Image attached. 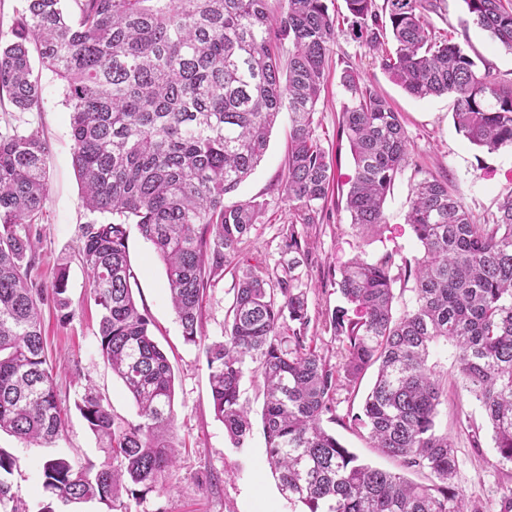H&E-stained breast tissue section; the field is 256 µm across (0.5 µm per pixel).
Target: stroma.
<instances>
[{
	"label": "stroma",
	"mask_w": 512,
	"mask_h": 512,
	"mask_svg": "<svg viewBox=\"0 0 512 512\" xmlns=\"http://www.w3.org/2000/svg\"><path fill=\"white\" fill-rule=\"evenodd\" d=\"M462 0H441L429 21L437 36L468 41L471 55L481 57L502 80L512 79V52L499 48L489 35L467 23ZM355 69L404 118L410 160L399 174L384 206L386 222L371 236L359 234L345 209L354 162L347 141L338 139V121L344 90L340 76ZM42 109L38 112L0 111V130L14 125L40 129L49 144V192L39 224L40 238L34 275L50 286L60 265L68 267L71 300L69 319H61L52 304L42 309L45 351L53 368L57 399L65 415V429L55 446L28 447L15 437L0 433V450L17 460L7 482L10 501L0 512H39L53 501L40 477L44 460L64 454L85 464H101L99 441L76 408L86 388H94L109 403L116 427L138 425L137 408L98 350L99 308L90 291L87 273L75 256L77 228L86 220L81 186L72 164L73 141L70 115L64 105L63 84L52 72L43 71ZM453 102L448 96L417 99L392 82L369 53L351 35L344 18L336 20V40L330 48L326 87L314 115L316 137L332 160L328 197L313 223L302 224L283 191L290 121L280 117L272 130L268 151L253 174L238 190L225 197L231 206L245 200L262 205V212L241 246L251 263L268 270L270 278L283 277L288 267L283 237L296 227L308 255L293 269L297 284L308 297L311 318L306 344L316 346L329 364L342 362L340 344L326 320L342 299L335 276L355 255L378 259L390 254L396 264L419 257L417 239L405 222L411 188L424 173L448 181L480 220H492L499 202L512 194V151L490 152L477 148L459 132L452 120ZM128 254L135 273L134 298L151 321L155 341L165 352L175 373L174 442L180 448L176 466L164 481L168 492L139 493L127 499L129 512H295L280 492L267 464L262 425L263 381L258 371H248L241 394L251 409L252 431L243 447H235L216 417L209 385V370L202 345L186 343L167 295L165 267L152 245L131 232ZM242 273L228 263L208 286L203 301L200 331L204 343L220 338ZM432 359L448 378V397L439 407L438 426L455 447V483L481 512H502L504 498L512 492V463L502 461L492 441L479 403L464 389L454 365L453 349L435 347ZM375 378L367 371L355 385L340 382L334 394L335 417L323 425L361 460L395 469V462L372 448L367 432L354 424Z\"/></svg>",
	"instance_id": "1"
}]
</instances>
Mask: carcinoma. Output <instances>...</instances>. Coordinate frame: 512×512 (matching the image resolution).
<instances>
[{
    "label": "carcinoma",
    "instance_id": "carcinoma-1",
    "mask_svg": "<svg viewBox=\"0 0 512 512\" xmlns=\"http://www.w3.org/2000/svg\"><path fill=\"white\" fill-rule=\"evenodd\" d=\"M352 30L390 79L424 99L451 95L453 122L469 142L512 150V81L500 80L459 42L436 37L427 13L436 0H344ZM472 23L512 51V0H463ZM336 38L327 0H24L0 41V102L37 112L41 72L64 85L73 166L88 214L78 255L101 308L99 350L138 407L142 422L114 427L109 405L87 389L76 408L104 442L100 467L58 455L42 464L44 486L64 504L97 500L127 512V483L156 488L172 469L175 374L153 340L130 288V226L164 263L172 307L188 344L202 342L207 286L262 211L256 201L224 205L265 157L279 115L291 121L284 192L302 221L328 193L330 163L314 135L324 65ZM346 93L338 135L355 174L346 195L351 223L375 233L384 203L409 164V140L387 100L342 72ZM48 145L36 129L0 132V431L51 445L64 430L41 330L42 305L70 317L68 276L51 289L31 277L48 193ZM406 223L423 248L415 302L397 312L393 255L354 258L339 271L345 306L328 316L341 366L304 344L310 318L293 275L272 285L251 265L239 280L223 339L204 346L216 417L244 445L251 424L240 384L259 363L265 393L267 463L303 512H479L455 485L448 434L438 431L445 379L429 364L432 346L454 347L463 386L481 404L502 460L512 462V195L480 224L448 182L426 175L411 188ZM298 325L285 337L286 322ZM376 380L352 420L399 471L362 464L322 426L340 379ZM426 475L417 484L405 473Z\"/></svg>",
    "mask_w": 512,
    "mask_h": 512
}]
</instances>
